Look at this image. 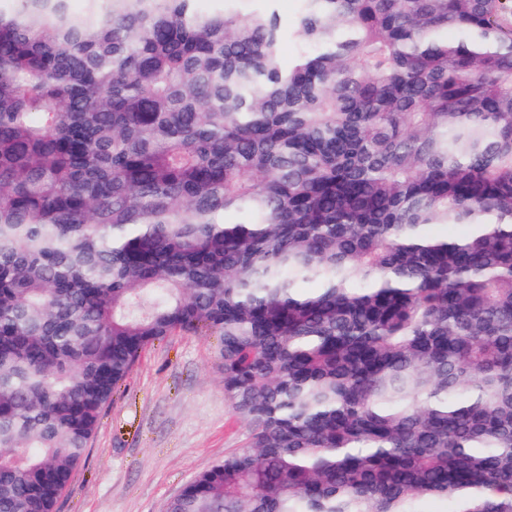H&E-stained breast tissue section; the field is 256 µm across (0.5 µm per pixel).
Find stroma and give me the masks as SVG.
Here are the masks:
<instances>
[{
    "mask_svg": "<svg viewBox=\"0 0 512 512\" xmlns=\"http://www.w3.org/2000/svg\"><path fill=\"white\" fill-rule=\"evenodd\" d=\"M281 63L305 47L304 0H280ZM247 429L224 399L214 338L177 333L147 347L104 410L60 512H165L205 467L243 447Z\"/></svg>",
    "mask_w": 512,
    "mask_h": 512,
    "instance_id": "35a3bbf8",
    "label": "stroma"
}]
</instances>
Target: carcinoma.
I'll use <instances>...</instances> for the list:
<instances>
[{
    "label": "carcinoma",
    "instance_id": "obj_1",
    "mask_svg": "<svg viewBox=\"0 0 512 512\" xmlns=\"http://www.w3.org/2000/svg\"><path fill=\"white\" fill-rule=\"evenodd\" d=\"M9 2L0 512L176 332L247 435L165 512H512V0H304L287 69L271 9Z\"/></svg>",
    "mask_w": 512,
    "mask_h": 512
}]
</instances>
